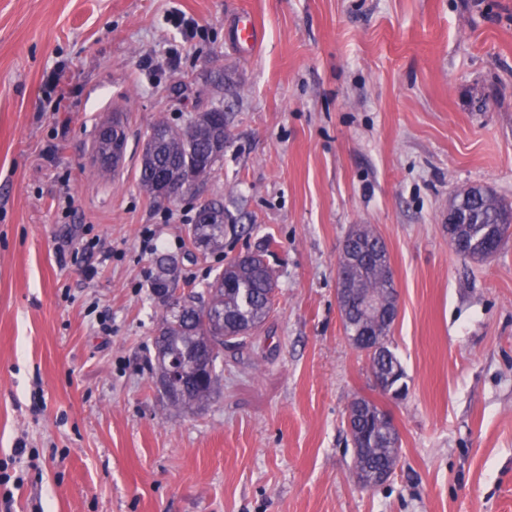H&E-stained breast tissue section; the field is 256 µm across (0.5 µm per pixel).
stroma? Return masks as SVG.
<instances>
[{"instance_id": "1", "label": "stroma", "mask_w": 512, "mask_h": 512, "mask_svg": "<svg viewBox=\"0 0 512 512\" xmlns=\"http://www.w3.org/2000/svg\"><path fill=\"white\" fill-rule=\"evenodd\" d=\"M243 13L252 51L232 40ZM215 108L216 176L153 202L150 128ZM116 112L127 150L104 172L93 146ZM473 185L512 202V0H0V512H512V243L465 258L441 221ZM213 198L234 228L196 258ZM358 224L395 275L398 400L337 306ZM262 249L272 312L225 345L208 402L173 407L148 362L155 255L203 287ZM358 398L401 439L371 489ZM259 28L250 16H241L234 26V35L237 41L249 49L255 47L259 40Z\"/></svg>"}]
</instances>
